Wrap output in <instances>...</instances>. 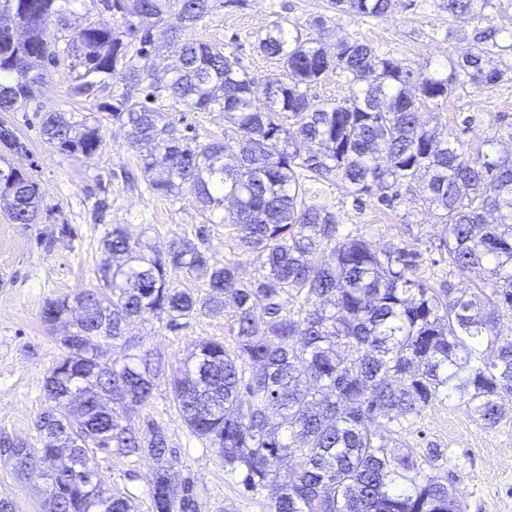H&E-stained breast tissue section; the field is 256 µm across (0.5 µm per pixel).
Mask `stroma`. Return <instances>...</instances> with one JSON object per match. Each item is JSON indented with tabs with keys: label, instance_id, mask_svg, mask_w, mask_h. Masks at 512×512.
<instances>
[{
	"label": "stroma",
	"instance_id": "1",
	"mask_svg": "<svg viewBox=\"0 0 512 512\" xmlns=\"http://www.w3.org/2000/svg\"><path fill=\"white\" fill-rule=\"evenodd\" d=\"M65 26H52L56 57L44 70L36 96L16 111L0 114L29 153L10 162L39 185L42 207L37 223L15 224L0 211V434L39 446L35 427L45 409L43 382L61 351L53 333L41 321L46 302L100 285L105 240L121 225L132 246L166 252L183 239L192 242L223 265L239 260L241 278L262 275L264 259L241 253L224 211L206 213L190 192L162 196L154 193L139 168L140 148L112 119V90L94 97H76L71 89L80 69L76 64V35L89 22L107 17L116 30L125 31L120 16H108L101 0H57ZM325 22L321 39L326 47L353 38L373 44L380 53L413 70L446 75L448 61L460 58L477 40L493 47V59L505 73L490 90L466 86L444 101H431L422 118L434 121L450 139L477 151L490 132L512 131V0H488L477 15L460 22L442 7V0H393L387 17L368 18L336 10L331 0H210L209 13L194 27L182 28L176 12L162 18L140 19V30L150 31L151 60L165 71L172 59L165 48L171 31L183 37L223 46L225 53L256 80L279 73L276 61L258 48V41L274 23L298 26L308 33L313 18ZM154 107L170 121L174 136L200 143H234L236 127L220 112H192L169 96H159ZM48 112L67 113L76 127L99 126L102 143L90 156L63 153L48 144L41 118ZM306 201L336 213L341 234L363 237L377 252L402 248L417 256L420 276L445 280L461 288L480 281L479 273L460 274L434 248L439 233L436 210L425 200L421 183L401 189L392 206L376 198L355 199L340 180L311 181ZM232 308L186 319L179 329L165 321L136 320L126 337L138 351H151L161 370L150 402L131 416L130 425L142 436L161 428L176 460L179 478L192 481L202 503L201 512H269L272 488L246 493L228 476L224 461L209 441L191 434L174 402L172 381L181 376L191 346L201 339H218L233 349ZM394 454L437 449L439 475L458 476L464 512H512V406L501 423L487 428L476 422L461 402H434L414 423L398 427L388 438ZM98 469L107 493L130 495L138 512H150L149 486L155 462L147 456L125 457L97 452ZM46 481L40 474L18 477L0 459V496L14 501L16 512H46Z\"/></svg>",
	"mask_w": 512,
	"mask_h": 512
}]
</instances>
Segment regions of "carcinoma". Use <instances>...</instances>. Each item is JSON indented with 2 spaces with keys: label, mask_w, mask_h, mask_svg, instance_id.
I'll return each mask as SVG.
<instances>
[{
  "label": "carcinoma",
  "mask_w": 512,
  "mask_h": 512,
  "mask_svg": "<svg viewBox=\"0 0 512 512\" xmlns=\"http://www.w3.org/2000/svg\"><path fill=\"white\" fill-rule=\"evenodd\" d=\"M210 0H103L122 18H160L177 9L190 28L209 12ZM393 0H333L340 11L384 17ZM478 0H444L455 19L474 15ZM56 0H0V112L32 99L37 69L56 57L51 25H64ZM81 80L77 97L117 82L112 119L144 148L141 168L162 196L187 188L206 210L235 209L224 218L243 252L265 256L266 272L239 277V262L210 263L190 242L174 241L166 258L136 250L116 225L106 249L119 260L101 268L102 287L48 301V329L67 325L57 338L63 351L44 379L48 404L35 422L41 447L0 435V457L20 474L29 465L47 470L48 512H135L133 499L105 495L95 452L148 455L160 462L149 488L153 512H201L194 484L171 473L164 432L145 439L119 422L152 398L161 362L148 352L109 357L103 342H117L133 318L179 320L231 304L236 349L217 339L194 345L190 365L173 381L175 406L188 429L209 441L224 467L247 492L277 485L270 512H463L456 480L433 473L432 455L387 452L382 420L412 421L435 401L459 400L486 427L501 422L500 401L512 400V337L498 324L512 315V132L488 134L472 155L459 140L440 137L422 120L421 103L446 100L470 84L498 85L504 71L484 43L473 45L448 74L412 71L359 39L333 52L320 38L302 37L276 24L259 39L281 73L255 80L224 48L177 33L167 47L177 58L157 81L152 39L128 55V45L106 20L77 35ZM337 73L349 97L317 102L308 85ZM148 83L153 99L167 93L193 112H222L237 126L232 146L193 144L171 134L164 114L135 95ZM45 141L62 152L91 155L99 127L77 130L66 113L42 118ZM0 145L27 148L0 123ZM0 198L15 224L35 223L38 184L0 156ZM336 177L356 197L388 205L405 184L420 182L437 211V248L465 274L480 267L482 284L450 288L427 283L404 249L372 251L360 236H338L339 221L306 203L304 180ZM495 215L493 222L485 214ZM206 279L198 297L171 287L166 267ZM309 306L293 317L288 298ZM350 354L342 356L339 349ZM71 392L76 413L57 410ZM295 479L278 483L281 472Z\"/></svg>",
  "instance_id": "1"
}]
</instances>
